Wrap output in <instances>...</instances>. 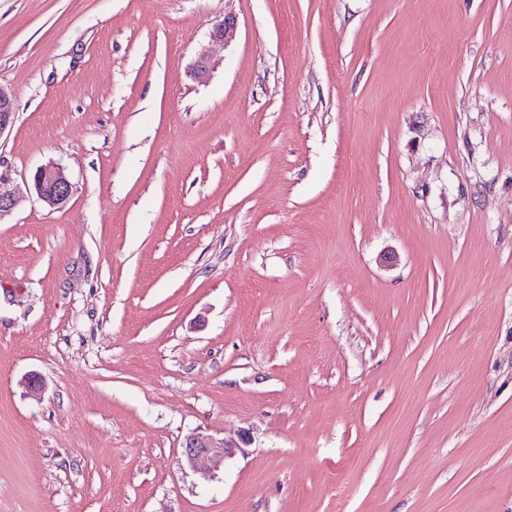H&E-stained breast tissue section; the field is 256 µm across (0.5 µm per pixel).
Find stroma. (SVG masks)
I'll return each instance as SVG.
<instances>
[{"instance_id":"obj_1","label":"stroma","mask_w":512,"mask_h":512,"mask_svg":"<svg viewBox=\"0 0 512 512\" xmlns=\"http://www.w3.org/2000/svg\"><path fill=\"white\" fill-rule=\"evenodd\" d=\"M0 87V512H512V0H0ZM33 186L39 198L53 208L64 207L71 193L63 168L57 166L38 169L33 177ZM232 448H241L234 441L215 439L204 434H192L187 438L184 454L189 466L202 475H209L213 463L232 454Z\"/></svg>"}]
</instances>
